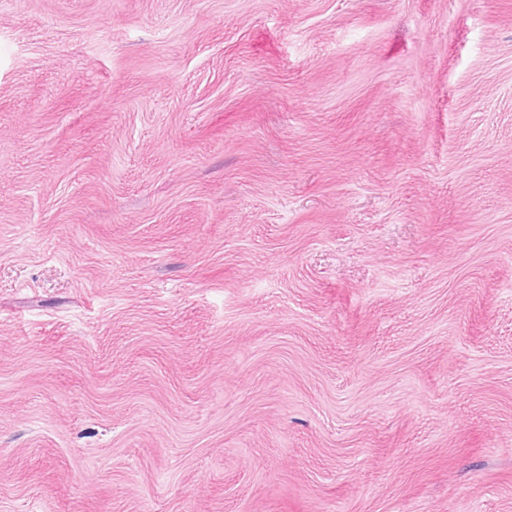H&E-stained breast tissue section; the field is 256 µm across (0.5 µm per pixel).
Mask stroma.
Masks as SVG:
<instances>
[{
  "instance_id": "1",
  "label": "stroma",
  "mask_w": 512,
  "mask_h": 512,
  "mask_svg": "<svg viewBox=\"0 0 512 512\" xmlns=\"http://www.w3.org/2000/svg\"><path fill=\"white\" fill-rule=\"evenodd\" d=\"M0 512H512V0H0Z\"/></svg>"
}]
</instances>
